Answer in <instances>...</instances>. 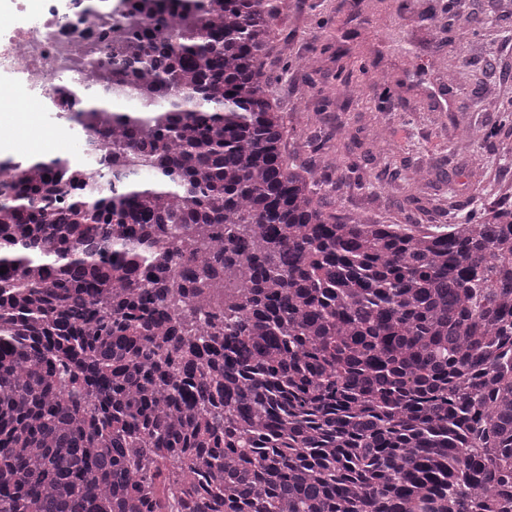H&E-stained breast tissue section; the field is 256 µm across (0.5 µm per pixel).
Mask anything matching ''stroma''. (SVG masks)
I'll return each instance as SVG.
<instances>
[{
	"mask_svg": "<svg viewBox=\"0 0 512 512\" xmlns=\"http://www.w3.org/2000/svg\"><path fill=\"white\" fill-rule=\"evenodd\" d=\"M276 50L267 59L286 112L288 146L316 178L326 180L343 219L380 224H450L476 205L512 200V0H470L474 31L460 51L451 0H390L392 23L379 28L372 0H281ZM296 59L283 69L282 55ZM302 58L313 69L299 66ZM392 70L398 87L385 93L360 85L357 97L322 104L339 68ZM467 122L488 130L480 143H461L456 127ZM44 135L21 141L26 152L50 157L82 150L78 133L66 140L50 130L68 125L63 112L41 115ZM384 134L390 153L378 152ZM349 159L346 170L325 169L333 152ZM432 170L434 186L409 192L406 167Z\"/></svg>",
	"mask_w": 512,
	"mask_h": 512,
	"instance_id": "35a3bbf8",
	"label": "stroma"
}]
</instances>
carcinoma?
Instances as JSON below:
<instances>
[{
	"instance_id": "obj_1",
	"label": "carcinoma",
	"mask_w": 512,
	"mask_h": 512,
	"mask_svg": "<svg viewBox=\"0 0 512 512\" xmlns=\"http://www.w3.org/2000/svg\"><path fill=\"white\" fill-rule=\"evenodd\" d=\"M117 14L97 177L0 159V512H512V204L345 221L278 0Z\"/></svg>"
}]
</instances>
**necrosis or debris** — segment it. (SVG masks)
Wrapping results in <instances>:
<instances>
[{"label": "necrosis or debris", "instance_id": "necrosis-or-debris-1", "mask_svg": "<svg viewBox=\"0 0 512 512\" xmlns=\"http://www.w3.org/2000/svg\"><path fill=\"white\" fill-rule=\"evenodd\" d=\"M30 0H13L14 10L0 13V68L18 80L14 99L19 107L42 112L78 111L83 97L111 88L106 65L112 52V13L91 12L84 0H71L60 12L56 0H43L37 20L18 25Z\"/></svg>", "mask_w": 512, "mask_h": 512}]
</instances>
